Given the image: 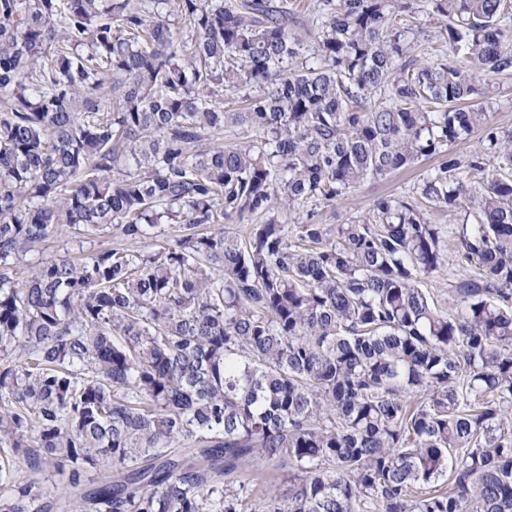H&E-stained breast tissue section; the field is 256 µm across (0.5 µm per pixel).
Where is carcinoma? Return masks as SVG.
I'll return each mask as SVG.
<instances>
[{
  "label": "carcinoma",
  "instance_id": "cac0c4a2",
  "mask_svg": "<svg viewBox=\"0 0 512 512\" xmlns=\"http://www.w3.org/2000/svg\"><path fill=\"white\" fill-rule=\"evenodd\" d=\"M312 10L309 54L288 0H0V512H512V0ZM423 157L408 194L316 223ZM162 223L153 254L17 279L63 226ZM447 239L475 269L450 312L424 288ZM254 460L288 493L230 478ZM491 122L499 131H512V80H497Z\"/></svg>",
  "mask_w": 512,
  "mask_h": 512
}]
</instances>
